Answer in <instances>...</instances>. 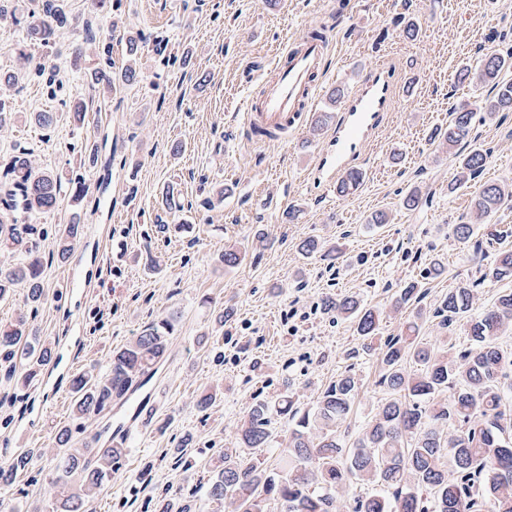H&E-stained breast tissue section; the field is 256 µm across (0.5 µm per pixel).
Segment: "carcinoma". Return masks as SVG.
<instances>
[{
  "label": "carcinoma",
  "mask_w": 512,
  "mask_h": 512,
  "mask_svg": "<svg viewBox=\"0 0 512 512\" xmlns=\"http://www.w3.org/2000/svg\"><path fill=\"white\" fill-rule=\"evenodd\" d=\"M90 24L65 10L63 0H36L29 15L27 39L39 53L26 57L34 76L42 79L51 95H56L51 62L54 38L60 29ZM109 31L124 41L129 65L121 76L122 84L140 81L137 59L149 47L148 38L113 23ZM512 68V51L504 56L493 52L482 55L474 64H463L456 78L460 83L490 85L495 94L473 102L465 101L448 112V124L437 127L429 140L440 149H451L472 141L476 122L491 120L500 112H512V80L505 71ZM91 85L104 90L115 88L112 78V42L98 46L89 69ZM73 160L81 168L99 163L98 145L91 149L71 148ZM489 154L473 145L455 159L454 175L448 185L452 192L478 178ZM3 207L0 208V248H11L27 255L28 262L13 270H0V301L13 289L26 288L24 305L34 309L46 298L37 256L38 243L33 228L20 216L31 217L53 210L61 188V176L35 168L26 151L16 154L6 172ZM364 181L359 170H350L341 178L337 192L346 196ZM512 203V184L486 182L471 200L475 224H483L486 236L504 242L493 260L484 266L482 280L512 282V246L507 240L512 230L488 223V218L502 206ZM162 205L168 212L181 210L180 193L171 184L163 192ZM78 224L65 226L58 238V257L65 262L71 255V241L78 237ZM454 237L462 243L473 240L474 224H455ZM298 249L305 255L331 254L337 247L316 239L302 241ZM423 295L416 281L401 285L394 297V307L418 305ZM321 307L336 317L350 319L355 325L361 348L372 349L379 329L380 313L355 296L327 295ZM422 309L389 338L382 351L385 372L383 383L390 398L382 404L358 438L353 449L345 448L336 437V425L350 413L359 395L358 380L350 372L339 375L325 387L313 407L302 410L290 394L291 382L283 380L282 389L270 400L254 405L247 423L239 430L235 448H226L209 478L201 486V499L229 501L231 512H265V503L273 497L282 512H336V490L356 481L379 487V491L356 502L354 512H512V436L505 437L512 422L507 417V398L501 378L512 355L496 343L497 337L512 330V289H502L493 303L475 311L473 289L460 284L448 289L434 311L441 327L450 329L464 320L469 325L472 346L461 353L463 363L448 358V351H438L420 339ZM150 326L135 341L112 356L108 374L78 373L70 380L73 412L78 418L99 415L135 387L147 384L156 373L166 353L164 330ZM411 358L423 369L410 375L404 361ZM52 348L33 337L25 316L8 326H0V361L13 369L30 362L25 377L31 382L40 367L50 363ZM448 391V400L435 396ZM289 417L288 443L282 450V463L274 465L251 455L252 448L270 444L268 425L272 415ZM452 427V438H443L441 426ZM101 435L94 436L80 448L68 451L63 470L56 477L58 496L54 512H82L85 504L99 495L112 476V468L124 456L125 448L99 446ZM36 462V453L28 449L0 467V483L11 484L17 475Z\"/></svg>",
  "instance_id": "carcinoma-1"
}]
</instances>
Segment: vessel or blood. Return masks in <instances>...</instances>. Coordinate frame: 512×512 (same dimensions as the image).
<instances>
[{"instance_id":"b4317fda","label":"vessel or blood","mask_w":512,"mask_h":512,"mask_svg":"<svg viewBox=\"0 0 512 512\" xmlns=\"http://www.w3.org/2000/svg\"><path fill=\"white\" fill-rule=\"evenodd\" d=\"M330 35L297 36L277 53L270 68H257V75L274 70L259 96L248 97L245 121L258 140L285 141L299 129L300 118L310 111L322 89ZM400 96L393 67L382 63L370 69L357 90L344 104L324 162L331 177L359 162L386 116L398 108Z\"/></svg>"}]
</instances>
